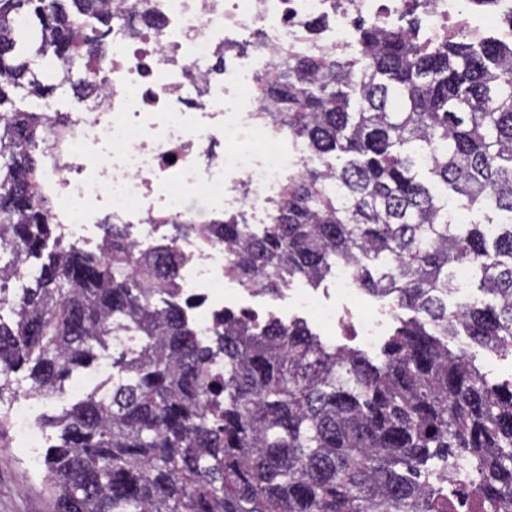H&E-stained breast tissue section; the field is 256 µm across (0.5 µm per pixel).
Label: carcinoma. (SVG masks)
<instances>
[{
    "instance_id": "cac0c4a2",
    "label": "carcinoma",
    "mask_w": 512,
    "mask_h": 512,
    "mask_svg": "<svg viewBox=\"0 0 512 512\" xmlns=\"http://www.w3.org/2000/svg\"><path fill=\"white\" fill-rule=\"evenodd\" d=\"M121 19L107 0H0V403L24 367L46 397L109 348L115 369L46 422L55 512H448L432 461L464 463L483 512H512V385L475 364L512 352V47L374 22L347 57L288 42L256 93L320 166L288 175L261 232L174 220L142 258L124 224L102 221L97 253L58 235L40 177L64 114L17 106L88 100ZM457 197L508 223L455 222ZM218 239L253 294L347 266L414 316L378 362L299 319L226 310L202 337L180 251ZM460 265L480 296L450 307ZM461 334L469 348L450 349Z\"/></svg>"
}]
</instances>
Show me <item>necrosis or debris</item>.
Segmentation results:
<instances>
[{"label":"necrosis or debris","mask_w":512,"mask_h":512,"mask_svg":"<svg viewBox=\"0 0 512 512\" xmlns=\"http://www.w3.org/2000/svg\"><path fill=\"white\" fill-rule=\"evenodd\" d=\"M158 17L131 34L112 28L102 63L106 92L88 112L69 113L57 158L41 189L56 206L64 239L93 243L99 214L130 230L137 251L163 237L167 220L208 224L223 215L266 223L301 154L286 133L266 127L258 79L277 49L305 36L309 21L333 18L324 45L351 49L358 21L389 28L404 21V0H139ZM414 14L432 38H479L496 28L512 46V0H424ZM256 60L238 47L253 32ZM230 258L223 242L183 249L179 285L201 335L224 310ZM337 294L356 308V334L373 346L394 307L361 305L347 268H337Z\"/></svg>","instance_id":"1"}]
</instances>
